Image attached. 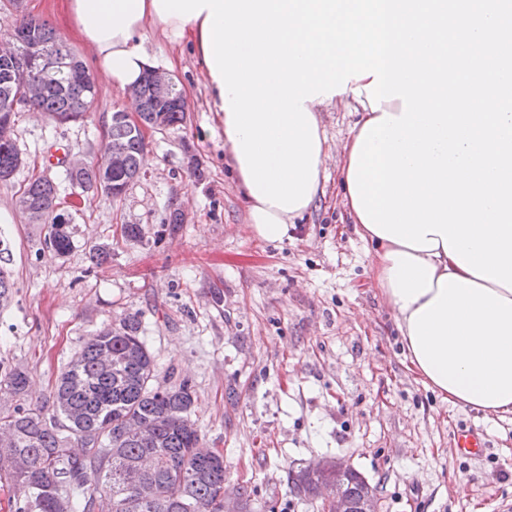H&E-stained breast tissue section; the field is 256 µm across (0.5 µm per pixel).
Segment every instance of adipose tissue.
<instances>
[{"mask_svg":"<svg viewBox=\"0 0 512 512\" xmlns=\"http://www.w3.org/2000/svg\"><path fill=\"white\" fill-rule=\"evenodd\" d=\"M71 21L93 50L97 69L124 90L157 67L137 36L162 26L174 40L203 43V21L160 19L153 0H67ZM342 106L358 119L343 145L339 192L348 223L372 244L373 282L396 314L403 351L424 385L454 407L512 418V292L464 271L444 249L417 251L365 227L349 191L352 152L364 125L376 119L361 82L345 93L306 102L312 115ZM248 222L258 238L283 239L297 212L258 201L242 187Z\"/></svg>","mask_w":512,"mask_h":512,"instance_id":"ef3b65f1","label":"adipose tissue"}]
</instances>
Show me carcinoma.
Wrapping results in <instances>:
<instances>
[{"mask_svg": "<svg viewBox=\"0 0 512 512\" xmlns=\"http://www.w3.org/2000/svg\"><path fill=\"white\" fill-rule=\"evenodd\" d=\"M13 38L21 56L32 47L50 49L78 62L77 56L46 23L22 16L15 19ZM17 62L0 58V107L21 93L16 82ZM97 96L90 82L73 79L63 68L39 84L30 108L45 112L58 122L85 116ZM144 123H153L164 110L163 127L184 123L186 113L173 103L147 94L141 104ZM12 113L0 112V180L8 179L23 164L13 139ZM146 149L145 138L124 122H111L100 157L77 160L64 167L63 181L86 193L116 199L139 178ZM25 204L33 224L47 226L45 244L58 256L73 247V227L58 224L62 205L59 184L46 177L29 180L17 198ZM111 254L108 243L93 245L91 265L98 266ZM14 282L0 266V306L11 300ZM141 321L132 313L101 328L61 373L52 392V415L42 409L0 407V430L13 440L0 444V470L16 456L27 469L12 472L18 489L17 512H57L58 500L69 503V512H189L200 499L213 503V512H224V454L206 445L192 419L194 397L186 382L162 387L154 357L140 336ZM114 355L115 367L100 364L103 351ZM26 375L14 370L0 379V388L14 395L24 392ZM143 469L146 482L161 489L142 504L136 489L128 486L126 467ZM343 493L358 501L366 489L355 470L338 480ZM288 486L299 498L318 496L319 479L302 470L288 472Z\"/></svg>", "mask_w": 512, "mask_h": 512, "instance_id": "cac0c4a2", "label": "carcinoma"}]
</instances>
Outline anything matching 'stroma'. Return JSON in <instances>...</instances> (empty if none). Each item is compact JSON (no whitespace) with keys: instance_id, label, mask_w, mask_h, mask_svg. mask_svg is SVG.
<instances>
[{"instance_id":"1","label":"stroma","mask_w":512,"mask_h":512,"mask_svg":"<svg viewBox=\"0 0 512 512\" xmlns=\"http://www.w3.org/2000/svg\"><path fill=\"white\" fill-rule=\"evenodd\" d=\"M19 13L91 61L66 0H0V41ZM140 40L173 61L190 110L183 125L147 132L143 174L121 199L71 195L78 211L66 256L47 251L46 229L18 208V192L37 176L61 180V167L42 160L49 146L99 155L113 112L134 105L98 74L84 120L59 125L25 108L16 116L26 165L0 183V210L13 216L0 240L15 282L0 307V378L20 370L28 386L18 396L0 390V406L50 408L57 377L96 330L135 313L158 383L188 381L193 418L224 453L227 485L253 488L255 512H318V501L291 495L288 473L323 457L376 487L380 512H505L512 421L453 407L408 370L395 314L373 286L371 247L341 219L337 165L283 240L257 238L190 41L154 26ZM174 210L182 223H170ZM125 224L140 225L141 239L124 240ZM100 242L112 255L93 268L87 252ZM461 424L485 434L481 459L454 451Z\"/></svg>"}]
</instances>
